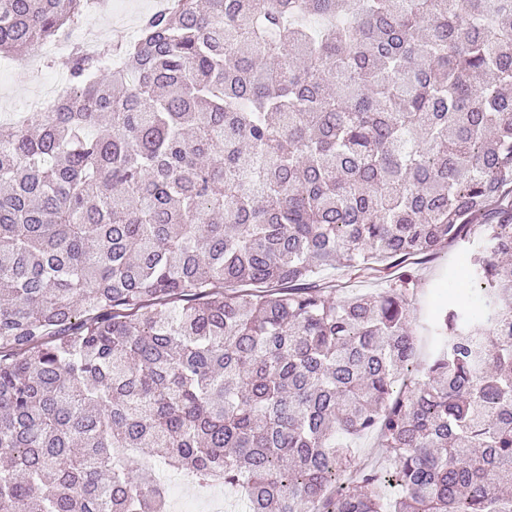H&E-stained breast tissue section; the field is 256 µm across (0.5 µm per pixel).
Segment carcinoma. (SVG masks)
Here are the masks:
<instances>
[{"instance_id":"obj_1","label":"carcinoma","mask_w":512,"mask_h":512,"mask_svg":"<svg viewBox=\"0 0 512 512\" xmlns=\"http://www.w3.org/2000/svg\"><path fill=\"white\" fill-rule=\"evenodd\" d=\"M86 2L0 0V56ZM171 2L0 129V512H166L119 448L242 512H512V0ZM466 243L418 378L411 261ZM398 271L396 269H391L388 272L385 273L384 277L385 279L373 281V280H363V281H356L352 284H350L349 288H345L342 291L335 292L331 294L332 300L334 301H340L343 300L345 297H348L352 294L357 295H370L375 294L380 291V289L384 288L386 286L385 280L394 278ZM395 274V275H394ZM391 276V277H387ZM355 455L350 462L351 469L365 466H385V449L380 448L371 434L363 435L354 441Z\"/></svg>"}]
</instances>
